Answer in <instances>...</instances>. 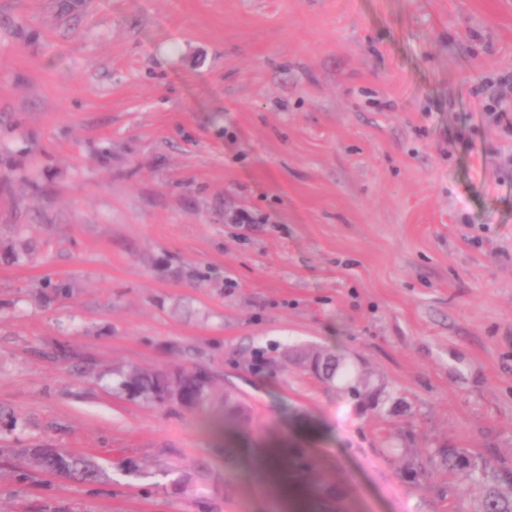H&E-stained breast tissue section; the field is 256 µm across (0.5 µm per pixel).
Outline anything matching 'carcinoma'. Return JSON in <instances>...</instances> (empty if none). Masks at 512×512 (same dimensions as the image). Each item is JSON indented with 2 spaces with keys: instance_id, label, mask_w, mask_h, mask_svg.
<instances>
[{
  "instance_id": "carcinoma-1",
  "label": "carcinoma",
  "mask_w": 512,
  "mask_h": 512,
  "mask_svg": "<svg viewBox=\"0 0 512 512\" xmlns=\"http://www.w3.org/2000/svg\"><path fill=\"white\" fill-rule=\"evenodd\" d=\"M288 357L305 370L315 371V376L327 383L338 386L359 413L364 404L369 405L372 412L380 413L396 401L385 383L373 380L358 371L355 364L322 349H291ZM175 377L179 378L182 389V407L201 409L208 405L213 378L204 368L144 370L132 367L121 386L131 398L156 404L164 399ZM248 418L247 406L234 393L224 392L221 415L224 426L234 427ZM66 459L71 476L93 482L101 474L96 462L89 457L68 453ZM284 470L294 485H310L316 491V496L308 503L310 512H335V506L344 498V490L338 483L318 477L313 462L302 448L290 449ZM444 474L448 475V492L457 499L471 489L479 490L472 512H512V465L448 444L430 449L426 463L418 462L407 469L408 478L420 487L432 484Z\"/></svg>"
}]
</instances>
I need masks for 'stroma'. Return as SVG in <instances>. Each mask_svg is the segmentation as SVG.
<instances>
[{
    "label": "stroma",
    "instance_id": "1",
    "mask_svg": "<svg viewBox=\"0 0 512 512\" xmlns=\"http://www.w3.org/2000/svg\"><path fill=\"white\" fill-rule=\"evenodd\" d=\"M132 365L212 401L130 399ZM407 432L512 462V0H0V512H290L243 463L282 441L341 512H448ZM38 447L107 478L18 480ZM288 357L308 372L315 371V376L327 383H336L338 389L353 402V408L361 414L365 413L363 404L369 405L373 413H380L390 402L398 400L385 383L374 381L368 374L358 371L354 363L322 349H289ZM177 376L182 389L180 406L201 409L211 400L213 378L204 368H159L144 370L132 367L124 376L121 386L128 396L145 402L158 403L169 391ZM249 418L247 406L231 391L224 393V412L221 421L224 427H234ZM63 452L67 459L69 476H75L88 482H93L100 476L101 471L93 459Z\"/></svg>",
    "mask_w": 512,
    "mask_h": 512
}]
</instances>
